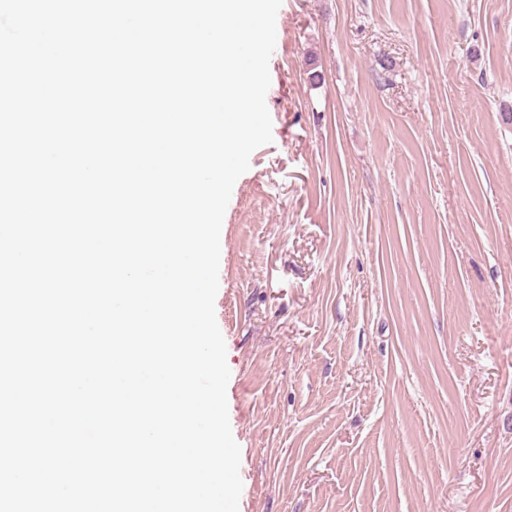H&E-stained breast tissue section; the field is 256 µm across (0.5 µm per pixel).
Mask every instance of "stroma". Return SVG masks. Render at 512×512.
I'll return each mask as SVG.
<instances>
[{"label":"stroma","mask_w":512,"mask_h":512,"mask_svg":"<svg viewBox=\"0 0 512 512\" xmlns=\"http://www.w3.org/2000/svg\"><path fill=\"white\" fill-rule=\"evenodd\" d=\"M276 28L215 298L239 512H512V0Z\"/></svg>","instance_id":"obj_1"}]
</instances>
